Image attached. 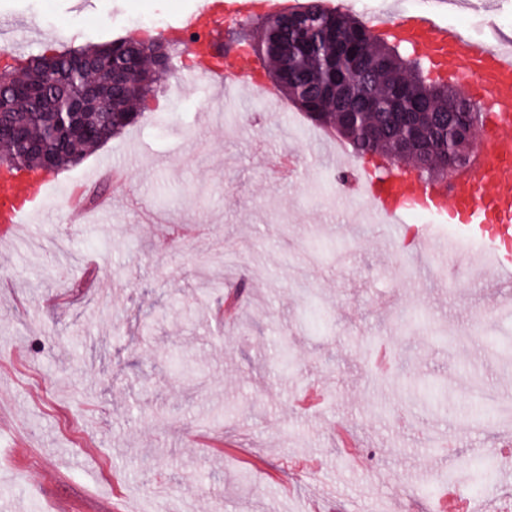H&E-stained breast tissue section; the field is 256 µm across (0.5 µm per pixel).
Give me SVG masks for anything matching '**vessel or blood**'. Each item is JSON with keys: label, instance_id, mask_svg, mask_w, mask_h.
<instances>
[{"label": "vessel or blood", "instance_id": "vessel-or-blood-1", "mask_svg": "<svg viewBox=\"0 0 512 512\" xmlns=\"http://www.w3.org/2000/svg\"><path fill=\"white\" fill-rule=\"evenodd\" d=\"M286 0H230L229 11L245 18L264 11L285 10ZM214 0H204L183 26L171 29L177 40L187 33H209L215 15ZM383 35L410 44L426 58L438 76L461 84L465 92L485 95L492 120L479 136L471 172L449 176L444 183L426 182L404 167L389 165L385 176L361 181L358 194L390 225L388 240L406 236L407 210L439 222L463 225L483 243L489 265L487 279L496 285L512 280V40L471 39L436 24L429 12L399 11L379 25ZM51 181L43 171L0 168V235L15 230L47 205ZM419 241L448 264L449 275L463 267L454 241L425 230Z\"/></svg>", "mask_w": 512, "mask_h": 512}]
</instances>
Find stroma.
Returning <instances> with one entry per match:
<instances>
[{
  "instance_id": "stroma-1",
  "label": "stroma",
  "mask_w": 512,
  "mask_h": 512,
  "mask_svg": "<svg viewBox=\"0 0 512 512\" xmlns=\"http://www.w3.org/2000/svg\"><path fill=\"white\" fill-rule=\"evenodd\" d=\"M200 0H0V46L25 55L178 25ZM512 0L439 13L473 38L512 36ZM215 80L159 83L138 128L53 173L52 208L0 238V512H428L426 486L470 456L512 449L460 384L512 396L492 338L512 340L500 289L424 278L418 241L380 248L383 219L350 222L338 141L295 108ZM297 155L307 177L274 168ZM125 177L112 208L65 220L68 183L104 159ZM249 282L221 319L224 287ZM491 314L486 332L470 328ZM288 338L296 369L279 367ZM448 389L430 404L393 378ZM320 387L306 413L298 397ZM384 452L367 469L334 431ZM451 448L433 445L436 434Z\"/></svg>"
}]
</instances>
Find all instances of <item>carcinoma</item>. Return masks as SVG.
Instances as JSON below:
<instances>
[{
  "label": "carcinoma",
  "instance_id": "carcinoma-1",
  "mask_svg": "<svg viewBox=\"0 0 512 512\" xmlns=\"http://www.w3.org/2000/svg\"><path fill=\"white\" fill-rule=\"evenodd\" d=\"M261 48L266 77L312 124L336 135L360 157L377 154L412 161L423 176L439 174L456 152L469 154L470 138L481 128L483 111L456 87L430 78L418 58L399 52L400 43L376 33L359 18L326 8L316 0L287 13L270 15L258 39L235 40ZM174 43L160 37L128 36L78 50H51L0 69V83L13 94L16 112L0 116V165L55 172L93 153L112 137L137 125L154 86L173 71ZM125 64L124 83L112 86V115L88 113L80 138L51 137L53 113L110 84L114 66ZM373 128L368 137L363 129ZM422 136V147L403 143ZM494 475L495 460H464L460 472Z\"/></svg>",
  "mask_w": 512,
  "mask_h": 512
}]
</instances>
